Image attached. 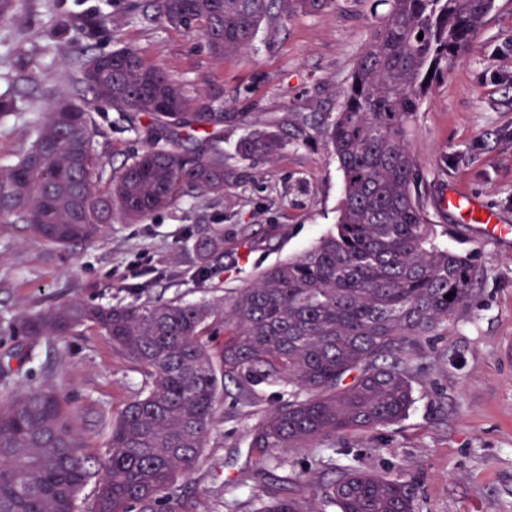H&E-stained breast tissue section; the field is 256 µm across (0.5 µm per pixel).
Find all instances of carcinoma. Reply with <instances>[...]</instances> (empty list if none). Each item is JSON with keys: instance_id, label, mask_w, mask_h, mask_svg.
<instances>
[{"instance_id": "obj_1", "label": "carcinoma", "mask_w": 512, "mask_h": 512, "mask_svg": "<svg viewBox=\"0 0 512 512\" xmlns=\"http://www.w3.org/2000/svg\"><path fill=\"white\" fill-rule=\"evenodd\" d=\"M387 10L360 56L325 135L343 173L336 227L313 247L263 269L224 308L152 300L89 304L65 300L24 312L10 336L35 344L89 326L142 370L146 385L112 422L106 448L91 455L79 440L66 396L22 385L0 403V512H189L176 494L204 453L218 377L250 397L286 385L293 401L255 430L262 455L301 448L334 450L336 439L403 420L413 403L408 356L420 338L448 327L484 276L472 254L442 246L423 201L411 131L434 82L471 48L495 0H379ZM335 0H152L156 23L202 36L219 59L252 48L266 19L326 13ZM423 38H418V34ZM79 83L91 100L52 94L30 119L31 141L0 163V223L23 224L58 246L92 240L117 217L146 221L194 192H224V120L246 127L244 158L274 155L288 139L252 128L245 112H220L218 86L190 88L132 47L84 62ZM133 112L142 151L105 174L88 102ZM224 235L196 246L198 270ZM453 294L447 299L445 295ZM224 327V342L214 344ZM0 357V386L18 372ZM338 512H415V483L351 465L321 487ZM256 512H319L275 494Z\"/></svg>"}]
</instances>
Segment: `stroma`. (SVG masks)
I'll list each match as a JSON object with an SVG mask.
<instances>
[{"label":"stroma","instance_id":"obj_1","mask_svg":"<svg viewBox=\"0 0 512 512\" xmlns=\"http://www.w3.org/2000/svg\"><path fill=\"white\" fill-rule=\"evenodd\" d=\"M20 10L17 25H0V95L21 87L28 95L19 114L0 120V160L27 145L30 116L45 107L43 90L76 92L79 62L125 46L180 82L218 84L224 111L275 125L290 143L274 156L244 159L235 152L243 128L225 123L222 196L181 197L141 224L114 219L91 241L59 248L21 225L0 224L1 321L64 299L219 305L333 229L343 178L324 120L338 111L374 15L385 10L377 0H337L327 13L263 21L253 50L222 60L202 37L146 21L150 0H24ZM104 15L108 23L99 24ZM93 116L103 169L141 150L132 114L97 108ZM412 145L440 240L475 253L484 277L447 330L423 338L412 356L408 417L337 439L333 456H263L251 446L254 430L288 403L290 390L263 387L246 403L227 383L200 462L180 483L192 512H254L279 477L296 479L297 493L315 502L334 467L350 463L413 480L416 512H512V0H495L469 52L427 96ZM451 190L494 210L503 233L486 238L463 222L443 203ZM215 227L224 231V247L199 283L194 245ZM10 351L32 354L33 383L68 395L75 429L94 454L107 442V422L146 382L107 336L85 326L33 347L0 335V355Z\"/></svg>","mask_w":512,"mask_h":512}]
</instances>
